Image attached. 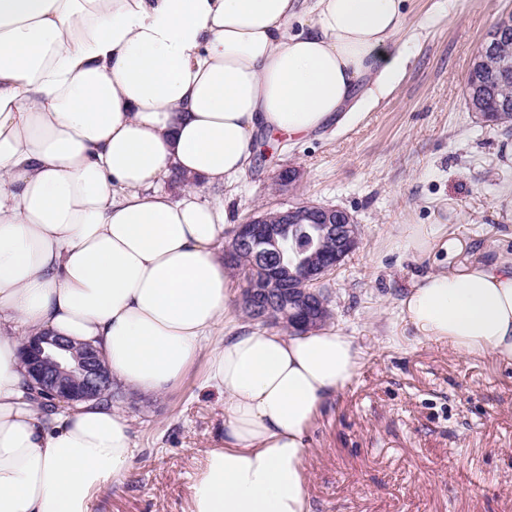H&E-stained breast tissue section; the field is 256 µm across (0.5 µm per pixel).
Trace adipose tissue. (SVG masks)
<instances>
[{"label":"adipose tissue","instance_id":"1","mask_svg":"<svg viewBox=\"0 0 512 512\" xmlns=\"http://www.w3.org/2000/svg\"><path fill=\"white\" fill-rule=\"evenodd\" d=\"M406 0H0V512H93L125 480L112 404L26 399L24 336L86 342L141 394L197 360L224 396L187 512H312L305 444L365 363L333 327L225 330L221 189L259 131L306 136L399 72ZM404 324L512 362V259L429 274Z\"/></svg>","mask_w":512,"mask_h":512}]
</instances>
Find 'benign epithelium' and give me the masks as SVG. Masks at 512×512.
<instances>
[{"mask_svg": "<svg viewBox=\"0 0 512 512\" xmlns=\"http://www.w3.org/2000/svg\"><path fill=\"white\" fill-rule=\"evenodd\" d=\"M512 31V13L501 18L483 42L481 53L491 51L499 36ZM318 220V236L332 243L328 251L315 250L293 265L284 266L288 225L300 224L305 212ZM232 236L241 243L262 247L266 275L246 283L241 303L252 314L268 322L295 320L311 325L323 307L318 285L339 267L359 244L360 232L353 217L340 208L293 205L266 211L234 227ZM28 376V389L57 407L101 397L112 387V377L100 351L90 344H75L50 336H32L21 349Z\"/></svg>", "mask_w": 512, "mask_h": 512, "instance_id": "benign-epithelium-1", "label": "benign epithelium"}]
</instances>
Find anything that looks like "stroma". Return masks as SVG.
Instances as JSON below:
<instances>
[{
    "instance_id": "1",
    "label": "stroma",
    "mask_w": 512,
    "mask_h": 512,
    "mask_svg": "<svg viewBox=\"0 0 512 512\" xmlns=\"http://www.w3.org/2000/svg\"><path fill=\"white\" fill-rule=\"evenodd\" d=\"M512 0H406L393 50L404 66L349 125L258 138L222 197L230 224L292 204L339 207L361 243L323 281L331 323L367 362L328 400L305 442L312 512H512V364L462 358L403 333L399 299L424 275L512 254V136L467 108L470 65ZM299 177L276 191L278 173ZM459 240L452 255L408 248L404 227ZM202 366L154 397L115 406L136 443L123 485L93 512H186L205 448L224 436V397Z\"/></svg>"
}]
</instances>
